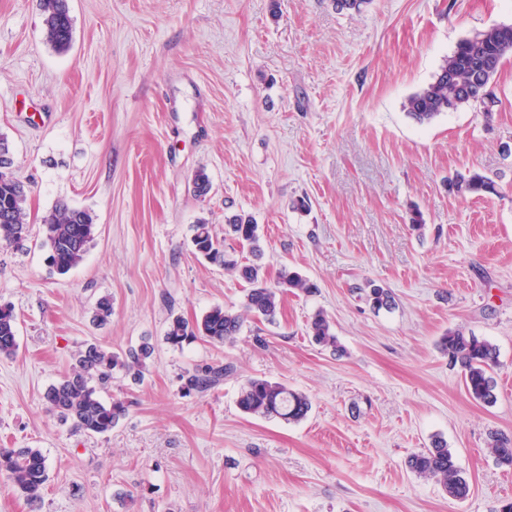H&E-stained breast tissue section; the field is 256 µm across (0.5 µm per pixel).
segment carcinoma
<instances>
[{
    "mask_svg": "<svg viewBox=\"0 0 512 512\" xmlns=\"http://www.w3.org/2000/svg\"><path fill=\"white\" fill-rule=\"evenodd\" d=\"M41 7L47 41L58 51L68 50L73 38L68 0H41ZM510 54L512 31L507 33L497 25L460 40L432 82L407 98L405 110L415 121L425 123L443 112L490 96L488 86ZM492 185L489 178L472 173L460 176L457 192H486ZM26 201L25 184L10 170L0 168L1 246L17 243L28 233ZM226 223L240 247L254 257L261 254L258 225L251 217L235 214L227 218ZM41 231L48 247L49 264L58 273L66 274L84 259L93 240V217L84 209L60 202L42 218ZM192 231V241L199 253L237 273L246 283L245 302L240 311L216 306L192 323L181 316L173 317L168 324L166 340L175 347L197 338L214 345L231 342L247 319L274 320L285 293L316 290L315 284L296 272L282 271L276 283L269 284L266 270L257 263H242L231 257L204 219L193 225ZM367 297L377 311L394 305L392 293L374 283L369 284ZM309 335L320 346L336 352L340 349L329 319L321 312L311 318ZM441 349L448 355V362L461 369L465 388L474 400L486 405L496 403L494 369L499 367V355L495 345L455 329L442 337ZM17 350V317L12 307L0 305V357H11ZM153 352V346L147 341L122 354L100 344H88L75 353L71 371L46 389L43 401L49 411L72 421L77 430L86 434H107L125 416L126 407L120 400H103L92 382L96 380L103 385L112 378V372L120 370L133 374L136 379L147 367ZM229 372V366L207 365L195 369L189 382L192 387L206 391L218 385ZM237 404L246 415L287 423L302 421L311 410V401L306 394L264 378L248 379L241 388ZM490 452L498 465L512 468V439L497 434L492 436ZM408 466L415 474L435 481L453 498L463 499L469 494L470 485L456 464L454 452L442 440L411 455ZM0 474L5 475L12 487L26 499H36L48 480L47 460L37 449L0 448Z\"/></svg>",
    "mask_w": 512,
    "mask_h": 512,
    "instance_id": "cac0c4a2",
    "label": "carcinoma"
}]
</instances>
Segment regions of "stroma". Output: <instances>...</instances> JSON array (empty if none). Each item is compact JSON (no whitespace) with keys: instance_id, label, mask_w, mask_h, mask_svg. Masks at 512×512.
I'll list each match as a JSON object with an SVG mask.
<instances>
[{"instance_id":"stroma-1","label":"stroma","mask_w":512,"mask_h":512,"mask_svg":"<svg viewBox=\"0 0 512 512\" xmlns=\"http://www.w3.org/2000/svg\"><path fill=\"white\" fill-rule=\"evenodd\" d=\"M68 4L73 42L59 52L38 0H0V135L30 222L24 241L0 246V305L18 329L15 356L0 357V447L40 450L49 466L33 500L0 475V512H503L512 470L489 443L512 436V58L492 81V116L464 106L420 124L404 104L460 40L511 24L512 0ZM473 172L494 192H449ZM61 201L95 224L64 275L39 232ZM233 214L258 224L270 277L294 270L318 291L285 295L274 322H246L233 343L171 346V316L243 304L244 282L192 244L205 219L239 250ZM371 282L393 309L365 301ZM102 297L112 315L100 326ZM318 311L339 351L310 342ZM458 328L499 351L493 405L469 396L440 349ZM145 338L142 382L117 373L100 390L127 406L111 432L47 410L42 395L76 350ZM206 364L233 370L190 389ZM250 377L306 394L311 411L295 424L243 414ZM437 438L465 499L407 466Z\"/></svg>"}]
</instances>
